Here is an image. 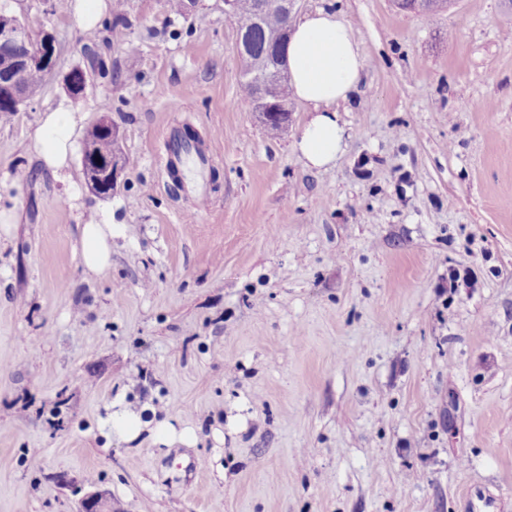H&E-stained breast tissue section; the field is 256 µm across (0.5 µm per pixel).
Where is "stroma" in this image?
I'll return each instance as SVG.
<instances>
[{"instance_id": "stroma-1", "label": "stroma", "mask_w": 512, "mask_h": 512, "mask_svg": "<svg viewBox=\"0 0 512 512\" xmlns=\"http://www.w3.org/2000/svg\"><path fill=\"white\" fill-rule=\"evenodd\" d=\"M107 2L127 25L90 33L6 0L59 58L0 113V512L96 489L111 512H512V10L302 0L368 63L318 171L294 149L306 105L277 131L243 105L224 0ZM76 68L66 183L28 145ZM103 114L126 163L108 198L81 162ZM186 122L219 174L201 208L157 162ZM106 213L121 233L91 273L78 227Z\"/></svg>"}]
</instances>
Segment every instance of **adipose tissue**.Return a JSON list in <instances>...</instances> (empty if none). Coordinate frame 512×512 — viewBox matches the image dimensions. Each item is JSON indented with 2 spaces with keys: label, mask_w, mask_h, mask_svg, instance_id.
Wrapping results in <instances>:
<instances>
[{
  "label": "adipose tissue",
  "mask_w": 512,
  "mask_h": 512,
  "mask_svg": "<svg viewBox=\"0 0 512 512\" xmlns=\"http://www.w3.org/2000/svg\"><path fill=\"white\" fill-rule=\"evenodd\" d=\"M286 66L294 96L310 106L313 115L303 126L294 147L312 169L333 163L344 140L338 106L357 91L367 68L351 26L336 13L323 9L292 23ZM80 116L60 106L45 113L29 149L59 180H69V156ZM111 216L79 227L85 268L100 272L112 264V236L118 232Z\"/></svg>",
  "instance_id": "adipose-tissue-1"
}]
</instances>
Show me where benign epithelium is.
<instances>
[{
	"label": "benign epithelium",
	"mask_w": 512,
	"mask_h": 512,
	"mask_svg": "<svg viewBox=\"0 0 512 512\" xmlns=\"http://www.w3.org/2000/svg\"><path fill=\"white\" fill-rule=\"evenodd\" d=\"M247 28L238 30L237 54L246 62L242 77L255 82L263 102H268V91L284 83L285 68L281 54L273 58L254 59L245 44ZM58 48L54 35L41 31L36 41H31L26 27L15 15L0 10V104L20 108L27 104L32 91L25 83L27 72L36 66L50 75L58 63ZM82 167L86 185L90 192L100 198L112 196V188L125 167L119 155L108 156L100 162H90L82 156ZM78 512H108L103 492L99 490L84 493L78 502Z\"/></svg>",
	"instance_id": "benign-epithelium-1"
}]
</instances>
